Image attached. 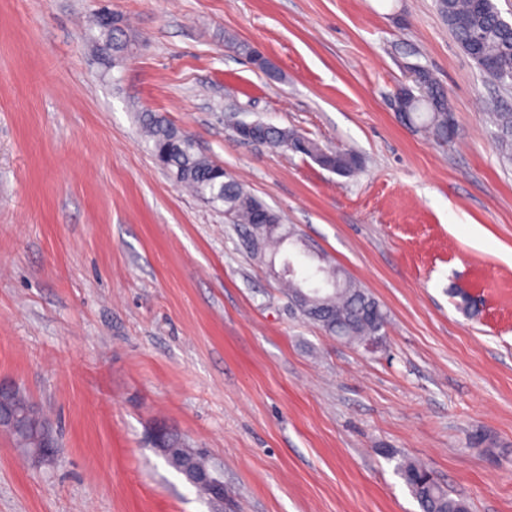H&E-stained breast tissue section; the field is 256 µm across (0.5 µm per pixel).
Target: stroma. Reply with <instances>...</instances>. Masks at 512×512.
<instances>
[{
  "label": "stroma",
  "mask_w": 512,
  "mask_h": 512,
  "mask_svg": "<svg viewBox=\"0 0 512 512\" xmlns=\"http://www.w3.org/2000/svg\"><path fill=\"white\" fill-rule=\"evenodd\" d=\"M109 6L135 44L111 63L93 0H0V380L57 443L35 463L0 433V512H216L154 448L159 427L222 463L235 512H420L397 456L469 512H512V162L486 121L512 85L436 0ZM409 48L448 93V144L391 105ZM234 107L362 168L241 143ZM146 110L366 288L383 342L290 309L277 267L157 164Z\"/></svg>",
  "instance_id": "stroma-1"
}]
</instances>
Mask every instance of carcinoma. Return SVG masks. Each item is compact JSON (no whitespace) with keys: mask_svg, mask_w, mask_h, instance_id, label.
I'll return each mask as SVG.
<instances>
[{"mask_svg":"<svg viewBox=\"0 0 512 512\" xmlns=\"http://www.w3.org/2000/svg\"><path fill=\"white\" fill-rule=\"evenodd\" d=\"M439 13L468 57H473L474 40L480 41V56L495 64L487 77L512 81V30L502 27L500 12L493 0H438ZM405 90V87H399ZM407 91V90H405ZM400 120L438 143H446L457 133L451 127L454 113L445 89L430 70H425L400 97ZM495 139L507 156H512V108L493 113ZM141 122L152 141L151 152L174 182L189 187L212 207L224 210L227 220L260 236L263 246L282 242L292 232L283 226L281 216L229 176L217 174L216 165L199 155L188 144L186 134L153 112L141 115ZM261 144L276 152H293L330 168L339 176H350L361 168L355 152L321 147L291 128L261 123ZM291 257L283 259L279 272L286 289L284 296L304 318L318 324L331 336L348 344H377L385 337L387 314L379 302L341 268L311 265L306 274H288ZM396 473L404 481L422 512H469L466 501L452 495L427 465L398 459Z\"/></svg>","mask_w":512,"mask_h":512,"instance_id":"1","label":"carcinoma"}]
</instances>
